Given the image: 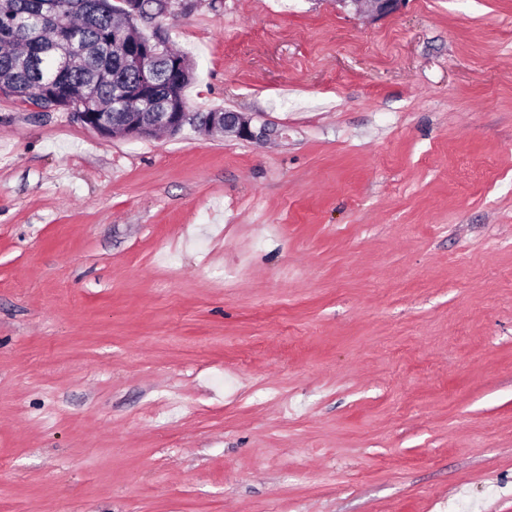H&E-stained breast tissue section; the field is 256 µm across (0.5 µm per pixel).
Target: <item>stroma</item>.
<instances>
[{
  "label": "stroma",
  "mask_w": 512,
  "mask_h": 512,
  "mask_svg": "<svg viewBox=\"0 0 512 512\" xmlns=\"http://www.w3.org/2000/svg\"><path fill=\"white\" fill-rule=\"evenodd\" d=\"M189 111L0 94V512H512V0H171ZM403 0H339L342 4L350 3L359 12L368 13L373 18H382L394 13ZM204 117L195 123L196 129L208 134L214 128H224L225 135L236 136L239 139H261L270 136L265 128L259 132L252 129V119L246 114L239 112H205Z\"/></svg>",
  "instance_id": "35a3bbf8"
}]
</instances>
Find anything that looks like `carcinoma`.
Returning <instances> with one entry per match:
<instances>
[{
    "label": "carcinoma",
    "instance_id": "carcinoma-1",
    "mask_svg": "<svg viewBox=\"0 0 512 512\" xmlns=\"http://www.w3.org/2000/svg\"><path fill=\"white\" fill-rule=\"evenodd\" d=\"M55 29H48L46 0H0V93L21 98L41 110L48 107L44 89L67 90L85 99V111L110 112L112 99L137 87L141 71L121 46L137 31V19H150L160 0H143L139 18L114 16L112 0H61ZM31 18L26 31L8 26L11 14ZM180 67L162 60L154 88L158 99L183 97L193 69L187 58L168 49Z\"/></svg>",
    "mask_w": 512,
    "mask_h": 512
}]
</instances>
